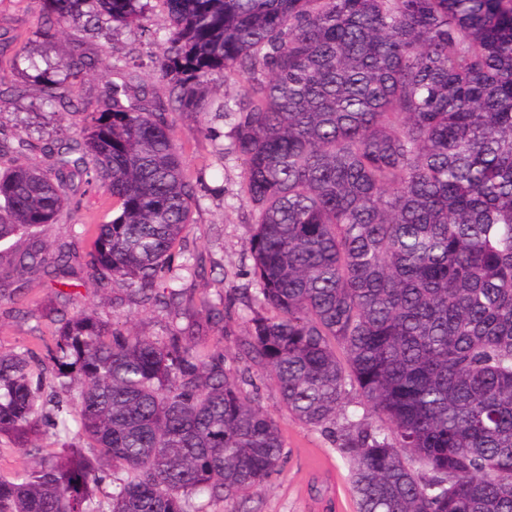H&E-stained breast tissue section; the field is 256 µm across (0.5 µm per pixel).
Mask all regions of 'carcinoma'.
<instances>
[{"label":"carcinoma","mask_w":512,"mask_h":512,"mask_svg":"<svg viewBox=\"0 0 512 512\" xmlns=\"http://www.w3.org/2000/svg\"><path fill=\"white\" fill-rule=\"evenodd\" d=\"M161 2L164 99L133 70L102 101L76 97L72 79L115 67L108 53L17 56L73 132L0 130V159L41 157L0 172V256L75 277L70 248L41 228L96 188L104 219L75 232L91 238L87 272L173 300L197 266L169 258L206 186L185 172L172 114L230 116L240 194L257 212L263 312L246 357L288 413L339 432L357 512H512V0ZM42 3L55 16L35 33L46 42L70 18L93 37L148 20L146 0ZM216 76L236 92L212 96ZM18 236L27 246L13 252ZM51 321L49 398L43 363L0 351V435L34 459L0 475V512H189L191 495L259 490L279 468L276 421L224 372L223 351L198 350V321L161 342L92 310Z\"/></svg>","instance_id":"cac0c4a2"}]
</instances>
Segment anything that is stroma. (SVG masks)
Here are the masks:
<instances>
[{
    "label": "stroma",
    "instance_id": "35a3bbf8",
    "mask_svg": "<svg viewBox=\"0 0 512 512\" xmlns=\"http://www.w3.org/2000/svg\"><path fill=\"white\" fill-rule=\"evenodd\" d=\"M40 0H0V28L10 31L18 44L31 42L35 32L47 24ZM151 36L133 28L117 27L102 36L117 58L134 57L144 70H151ZM36 90L25 99L0 108V128L13 130L29 125L44 137L59 135L60 128L37 106ZM175 139L184 151L189 173L204 171L210 186L223 187V195L204 196L194 210L175 251L182 257H196L204 273L184 278L174 306L145 305L122 287L102 289L97 278L87 276L72 285L53 284L27 274L13 275L0 288V350H32L45 356L54 325L46 310L65 308L67 313L88 308L115 327L132 329L153 340L164 339L173 324L204 317L209 309H220L223 319L204 327L200 349L224 348V370L229 377L244 378V391L278 422L283 439V463L261 490L221 499L192 498L196 512H355L350 468L331 433L306 427L289 416L274 383L251 367L238 349L247 334L249 304L245 288L252 280L248 242L254 232L251 207L239 196L242 161L233 150L232 122H215L219 140H212L199 117H175ZM80 206L73 217L44 228L50 241H71L80 256H87L91 242L72 238L77 224L99 223L106 209L101 191L86 190L79 195Z\"/></svg>",
    "mask_w": 512,
    "mask_h": 512
}]
</instances>
